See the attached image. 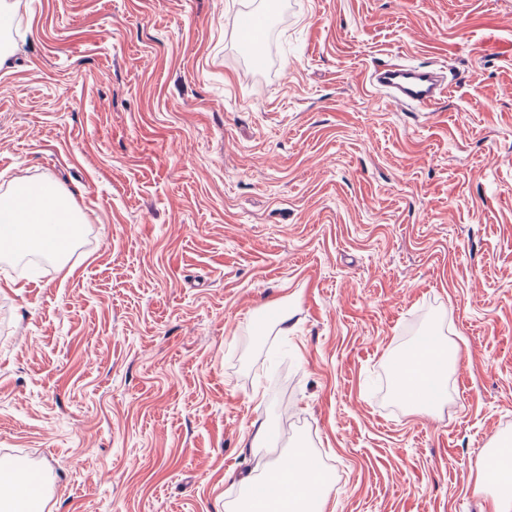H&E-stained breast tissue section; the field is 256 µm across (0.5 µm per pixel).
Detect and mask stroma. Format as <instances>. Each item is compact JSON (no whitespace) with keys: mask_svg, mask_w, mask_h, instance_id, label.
Segmentation results:
<instances>
[{"mask_svg":"<svg viewBox=\"0 0 512 512\" xmlns=\"http://www.w3.org/2000/svg\"><path fill=\"white\" fill-rule=\"evenodd\" d=\"M0 50V191L50 179L86 217L68 279L0 255V461L50 512H231L296 448L335 479L323 512H494L512 0H21ZM383 61L451 92L394 111ZM428 334L449 403L410 411L391 363Z\"/></svg>","mask_w":512,"mask_h":512,"instance_id":"35a3bbf8","label":"stroma"}]
</instances>
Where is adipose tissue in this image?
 Returning <instances> with one entry per match:
<instances>
[{
	"mask_svg": "<svg viewBox=\"0 0 512 512\" xmlns=\"http://www.w3.org/2000/svg\"><path fill=\"white\" fill-rule=\"evenodd\" d=\"M84 222L71 193L55 183L18 181L0 193V249L48 253L61 277L70 274L65 257ZM447 362L448 348L438 337L412 349L399 362L398 400L422 410L434 405L447 391ZM481 470L495 512H512V442L493 446ZM331 488L309 451L298 448L267 464L262 477L247 484L239 512H322Z\"/></svg>",
	"mask_w": 512,
	"mask_h": 512,
	"instance_id": "ef3b65f1",
	"label": "adipose tissue"
}]
</instances>
